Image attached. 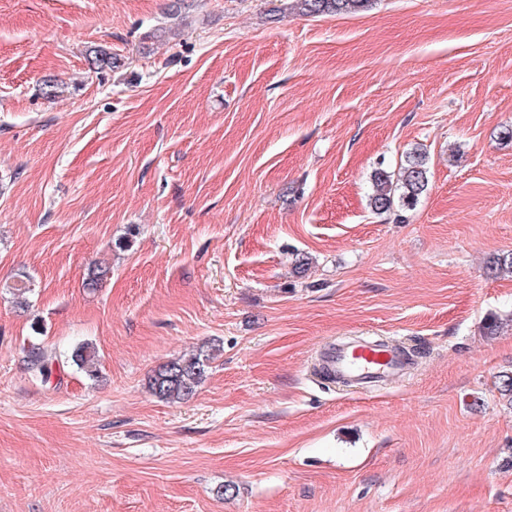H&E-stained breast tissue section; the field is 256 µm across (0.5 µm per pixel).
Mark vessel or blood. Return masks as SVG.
I'll return each mask as SVG.
<instances>
[{
    "label": "vessel or blood",
    "mask_w": 512,
    "mask_h": 512,
    "mask_svg": "<svg viewBox=\"0 0 512 512\" xmlns=\"http://www.w3.org/2000/svg\"><path fill=\"white\" fill-rule=\"evenodd\" d=\"M319 365L332 379L366 392L399 381L410 369L400 349L367 340L356 344L348 337L322 349Z\"/></svg>",
    "instance_id": "obj_1"
}]
</instances>
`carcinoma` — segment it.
I'll return each mask as SVG.
<instances>
[{"instance_id": "1", "label": "carcinoma", "mask_w": 512, "mask_h": 512, "mask_svg": "<svg viewBox=\"0 0 512 512\" xmlns=\"http://www.w3.org/2000/svg\"><path fill=\"white\" fill-rule=\"evenodd\" d=\"M294 7L306 16L354 13L368 8L370 0H293ZM89 63L101 73L121 66V60L112 52L99 46L93 50ZM428 166L426 152L416 148L407 153L399 167V175L393 179L387 172L378 170L373 175L369 207L377 215H389L416 207L427 189ZM109 273L102 265L89 268L83 286L89 291L100 287ZM213 348L200 349L188 357L168 362L155 370L150 379L153 394L161 400L178 402L187 400L197 392L206 372ZM31 375L43 383L61 374L65 368L74 366L87 376L96 372L97 351L89 343L76 346L71 355L62 358L47 353L43 348L32 344L26 351Z\"/></svg>"}]
</instances>
